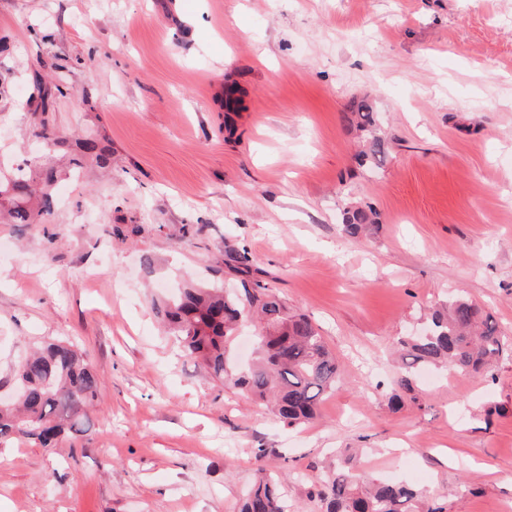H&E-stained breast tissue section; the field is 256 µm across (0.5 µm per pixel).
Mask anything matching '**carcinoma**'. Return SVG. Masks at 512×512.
I'll return each instance as SVG.
<instances>
[{"label": "carcinoma", "mask_w": 512, "mask_h": 512, "mask_svg": "<svg viewBox=\"0 0 512 512\" xmlns=\"http://www.w3.org/2000/svg\"><path fill=\"white\" fill-rule=\"evenodd\" d=\"M349 127L366 143L360 160L370 166L383 162L386 141L376 135L378 112L363 98L345 116ZM83 157L101 166L109 164L106 151L89 139L80 144ZM54 165L35 169L19 167L0 180V219L31 224L53 211L49 188L61 177ZM375 212L349 206L343 210L341 230L358 238L376 227ZM247 304L222 288L183 289L180 297L153 309L178 334L184 352L224 377V354L238 325L247 318L245 307L262 324L256 358L233 378L234 385L272 404L278 419L290 428L310 423L317 416L322 395L336 387L340 372L336 358L323 337L305 316L288 306L269 288L245 293ZM503 339L493 315L458 295L435 308L431 326L418 336L401 341L402 367L389 398L393 409L404 406L403 394L411 391L421 367L446 364L458 375L477 377L491 371L503 349ZM15 389L20 395L0 398V442L26 438L50 452L66 433H86V409L98 398L96 373L74 346L66 341L47 342L22 359L15 369ZM350 459L331 470L321 481L319 498L325 512H439L422 509L426 490L390 480H374L367 487L347 468ZM240 512H288L277 481L259 472L245 492Z\"/></svg>", "instance_id": "carcinoma-1"}]
</instances>
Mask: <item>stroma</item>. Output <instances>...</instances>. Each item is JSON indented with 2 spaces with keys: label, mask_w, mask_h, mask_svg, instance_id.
<instances>
[{
  "label": "stroma",
  "mask_w": 512,
  "mask_h": 512,
  "mask_svg": "<svg viewBox=\"0 0 512 512\" xmlns=\"http://www.w3.org/2000/svg\"><path fill=\"white\" fill-rule=\"evenodd\" d=\"M364 96L379 168L346 128ZM88 137L108 168L59 181L41 223L0 224V393L71 341L101 382L93 426L51 453L0 443V512H239L261 467L323 512L324 468L350 455L428 507L512 512V0H0V167ZM350 205L371 235L344 236ZM190 282H259L310 318L341 369L313 423L185 355L150 301ZM458 294L497 319L499 360L417 375L390 409L398 340ZM371 208L369 211L356 206H349L343 210L341 230L349 238H358L366 232L374 229L375 219Z\"/></svg>",
  "instance_id": "1"
}]
</instances>
